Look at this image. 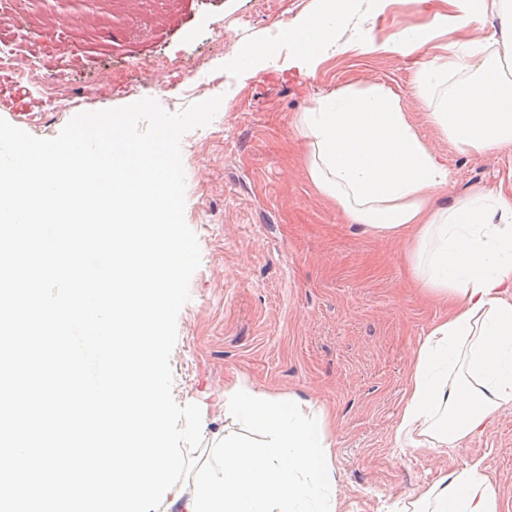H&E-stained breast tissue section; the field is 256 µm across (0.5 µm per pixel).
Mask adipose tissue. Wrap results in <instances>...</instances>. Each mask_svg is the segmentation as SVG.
<instances>
[{
    "mask_svg": "<svg viewBox=\"0 0 512 512\" xmlns=\"http://www.w3.org/2000/svg\"><path fill=\"white\" fill-rule=\"evenodd\" d=\"M441 23L459 29L498 17L497 63L485 67L477 43H451L412 77L428 117L460 153L512 144V0H448ZM350 0H321L290 29L296 65L315 73ZM431 34L401 29L383 42L363 37L353 49L421 54ZM475 72L464 90L434 98L449 74ZM296 128L306 176L348 223L385 238H409V269L429 295L448 305L419 342L404 405L394 424L400 447L424 453L482 434L512 408V189L448 196V160L418 134L392 92L341 89L299 113ZM311 400L271 396L238 383L224 391L225 416L259 431L254 444L228 432L215 443L218 468L204 471L184 512H337L334 441ZM494 486L470 459L424 487L397 512H499Z\"/></svg>",
    "mask_w": 512,
    "mask_h": 512,
    "instance_id": "obj_1",
    "label": "adipose tissue"
}]
</instances>
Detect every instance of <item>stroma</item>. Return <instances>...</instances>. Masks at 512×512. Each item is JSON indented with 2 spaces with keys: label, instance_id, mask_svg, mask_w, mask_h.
<instances>
[{
  "label": "stroma",
  "instance_id": "obj_1",
  "mask_svg": "<svg viewBox=\"0 0 512 512\" xmlns=\"http://www.w3.org/2000/svg\"><path fill=\"white\" fill-rule=\"evenodd\" d=\"M320 0H0V40L19 67L52 77L58 108L28 125L38 95L0 72V117L52 138L76 114L151 97L169 112L222 96L213 121L181 141L185 221L201 264L177 318L172 394L202 411V442L187 451L191 471L158 512H182L197 471L213 468L215 435L252 441L225 417L224 391L237 382L272 396L315 401L330 415L336 496L341 512H391L394 504L459 467L461 455L428 454L394 443L412 352L444 307L411 284L403 240L347 223L309 184L305 146L294 119L336 89L378 84L391 90L420 134L446 155L448 194L512 188V146L488 155L457 153L429 122L412 85L411 59L348 50L358 35L383 42L402 28L432 25L447 0H353L336 30L341 49L315 74L294 66L288 30ZM269 49L272 63L243 69L241 51ZM481 458L512 512V408L466 442Z\"/></svg>",
  "mask_w": 512,
  "mask_h": 512
}]
</instances>
